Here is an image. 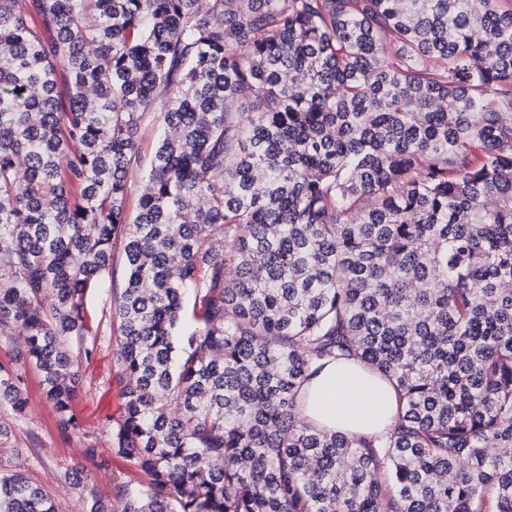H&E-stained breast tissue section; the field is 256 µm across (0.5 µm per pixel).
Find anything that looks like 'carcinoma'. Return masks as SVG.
<instances>
[{
	"label": "carcinoma",
	"instance_id": "1",
	"mask_svg": "<svg viewBox=\"0 0 512 512\" xmlns=\"http://www.w3.org/2000/svg\"><path fill=\"white\" fill-rule=\"evenodd\" d=\"M500 2L0 0V407L29 419L36 371L59 432L138 473L112 485L121 512H512ZM117 240L121 404L98 448L73 402ZM333 360L389 382V434L300 417ZM0 512L57 507L0 470ZM161 100L160 98L156 101L152 112H148L146 116L139 141V162L130 167L127 174V197L125 205L130 215L136 214L138 210V201L145 190L151 161L159 145L161 135L159 121V112L161 111L162 105Z\"/></svg>",
	"mask_w": 512,
	"mask_h": 512
}]
</instances>
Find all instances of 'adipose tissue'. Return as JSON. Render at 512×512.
Returning a JSON list of instances; mask_svg holds the SVG:
<instances>
[{"instance_id": "1", "label": "adipose tissue", "mask_w": 512, "mask_h": 512, "mask_svg": "<svg viewBox=\"0 0 512 512\" xmlns=\"http://www.w3.org/2000/svg\"><path fill=\"white\" fill-rule=\"evenodd\" d=\"M383 379L362 365H324L300 393V415L316 426L345 433L384 434L394 423V409L378 405Z\"/></svg>"}]
</instances>
